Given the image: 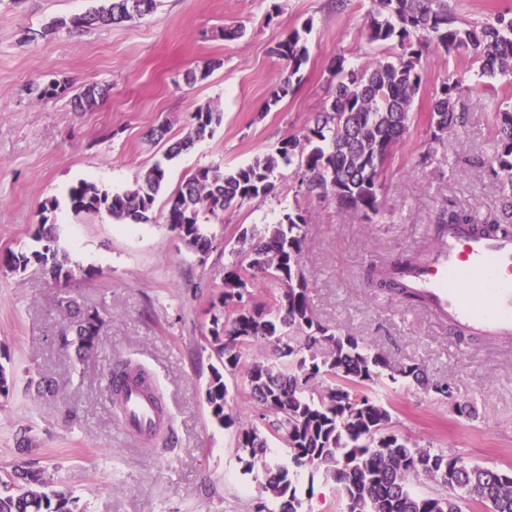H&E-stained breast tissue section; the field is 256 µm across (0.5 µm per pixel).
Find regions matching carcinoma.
I'll return each instance as SVG.
<instances>
[{
	"label": "carcinoma",
	"mask_w": 512,
	"mask_h": 512,
	"mask_svg": "<svg viewBox=\"0 0 512 512\" xmlns=\"http://www.w3.org/2000/svg\"><path fill=\"white\" fill-rule=\"evenodd\" d=\"M158 0H102L88 12L68 20L57 19L40 35L58 28L81 31L111 25L153 13ZM367 21V40L386 54L349 67L345 58L334 61L335 81L329 108L319 113L298 135L288 138L273 153L252 163L224 170L202 167L169 195L163 223L192 250L208 253L216 236L201 222L275 190L279 169L294 167L298 190L292 206L275 224L246 228L238 238L249 250L229 251L232 260L224 275L219 309L213 314L205 340L220 363L212 368L206 386V404L221 426L240 423L237 457L241 473L258 483L255 512H301L303 480L319 475L337 486L342 512H462L474 503L486 512H512V468L472 463L454 452L420 446L394 430L392 415L380 393L371 387L379 370L389 371L392 382H413L452 405L459 416L472 420L476 410L454 400L448 382H432L417 363L395 365L355 336L323 324L308 298L303 263L307 210L299 197L332 198L365 216L383 215L379 198L380 175L394 148L408 133L412 106L425 79L424 56L430 49L471 61L476 87L496 91L491 80L512 74V11L490 18L461 19L448 0H374ZM274 53L286 62V77L270 93L267 106L277 105L293 92V77L306 63L307 48L294 29L277 44ZM469 89L463 79L442 83L433 96L429 127L437 138L449 126L464 127L468 109L459 103ZM108 89L86 86L72 99L73 107L89 110L105 98ZM223 114L200 108L193 115L189 134L171 143L165 161L145 168L133 186L109 194L86 181L69 188L67 198L76 214H104L118 224L154 221L153 207L167 181L166 162L214 132ZM496 152L490 169L498 179L506 207H512V110L494 113ZM57 200H45L41 221L33 233L35 248L9 250L0 264L13 273L34 268L60 282L73 276L69 260L57 245L55 224L49 218ZM450 224H472L493 234L512 232V224L495 217L480 221L450 209L438 219L436 233ZM414 255L373 268L379 287L409 301L424 299L401 288L389 270L408 266ZM277 286L268 302L251 300L249 287L257 278ZM101 320L88 316L62 333L61 343L77 352L92 353L100 343ZM302 333L294 345L288 330ZM268 344L271 355L254 361L247 371L245 389L254 402V418L242 419L228 411L224 373L236 374L252 346ZM286 447L283 456L272 454L268 434ZM13 473L23 477L11 484L0 481V512H73V497L45 478L33 463L21 460ZM425 476L434 484L430 493H418L413 479Z\"/></svg>",
	"instance_id": "obj_1"
}]
</instances>
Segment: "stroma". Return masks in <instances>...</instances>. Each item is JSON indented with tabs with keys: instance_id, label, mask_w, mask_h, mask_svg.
Returning <instances> with one entry per match:
<instances>
[{
	"instance_id": "35a3bbf8",
	"label": "stroma",
	"mask_w": 512,
	"mask_h": 512,
	"mask_svg": "<svg viewBox=\"0 0 512 512\" xmlns=\"http://www.w3.org/2000/svg\"><path fill=\"white\" fill-rule=\"evenodd\" d=\"M96 0H0V255L33 246L42 203L57 198L59 246L73 277L0 269V364L14 374L0 397V479L26 458L75 499V512H250L257 493L241 476L236 430L213 423L205 386L214 363L204 341L212 303L222 290L242 228L276 222L298 183L284 170L273 194L246 201L213 220L217 240L199 255L167 225L116 224L77 214L68 189L87 181L110 192L130 188L140 172L190 130L198 108L222 112L212 136L172 160L155 214L185 177L205 166L229 169L274 152L299 134L332 99L329 66L344 57L357 67L377 53L365 37L373 0H160L140 19L81 32L42 36L58 17L92 9ZM227 26L243 37L224 39ZM36 40L23 39L25 30ZM308 48L293 93L266 101L286 76L273 52L292 30ZM206 79L185 74L209 62ZM416 96L414 121L381 178L385 215L369 221L336 201L306 202L303 270L310 304L326 324L372 344L396 363L421 364L431 379L474 404L477 420L414 383L380 377L396 431L422 446L487 466H512V340L465 342L448 324L375 288L374 265L432 246L443 210L481 218L499 212L501 194L486 167L496 150L491 115L505 94H483L465 127L433 137L432 97L468 68L461 57L430 52ZM57 80L71 89L109 87L90 111L69 97L40 100L34 84ZM167 122L164 139L150 138ZM99 314L98 349L86 358L63 349L70 313ZM154 374L172 415L173 449L142 443L119 426L105 392L115 361Z\"/></svg>"
}]
</instances>
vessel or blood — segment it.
I'll return each mask as SVG.
<instances>
[{
  "label": "vessel or blood",
  "instance_id": "vessel-or-blood-1",
  "mask_svg": "<svg viewBox=\"0 0 512 512\" xmlns=\"http://www.w3.org/2000/svg\"><path fill=\"white\" fill-rule=\"evenodd\" d=\"M394 277L423 295L451 328L467 336L512 338V235H479L452 224L435 245ZM121 426L143 438L168 429L170 417L144 384L131 381L118 415Z\"/></svg>",
  "mask_w": 512,
  "mask_h": 512
}]
</instances>
